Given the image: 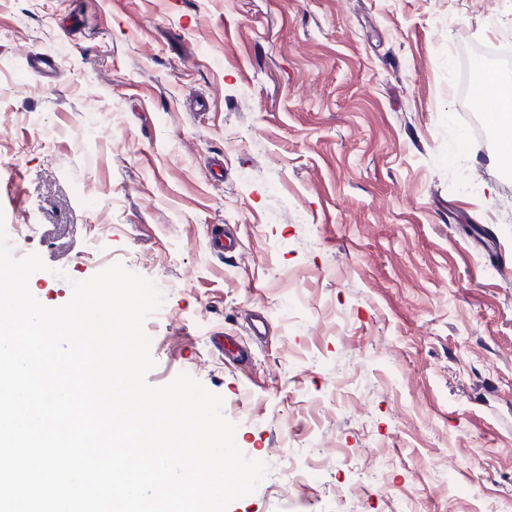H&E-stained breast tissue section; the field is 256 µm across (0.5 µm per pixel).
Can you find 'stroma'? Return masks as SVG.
I'll use <instances>...</instances> for the list:
<instances>
[{"label": "stroma", "instance_id": "35a3bbf8", "mask_svg": "<svg viewBox=\"0 0 512 512\" xmlns=\"http://www.w3.org/2000/svg\"><path fill=\"white\" fill-rule=\"evenodd\" d=\"M507 39L512 0H0L29 289L155 282L148 383L221 395L269 467L229 512H512V177L459 84Z\"/></svg>", "mask_w": 512, "mask_h": 512}]
</instances>
